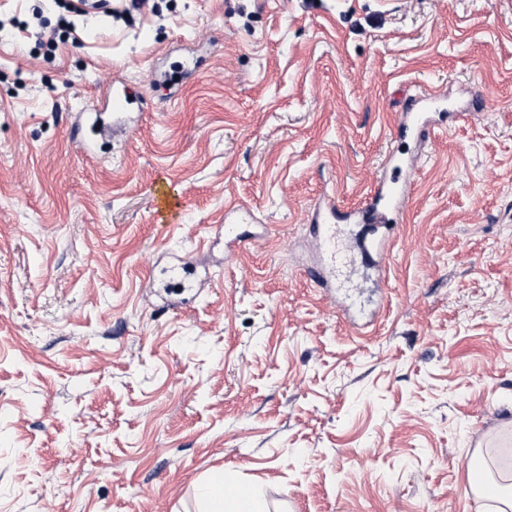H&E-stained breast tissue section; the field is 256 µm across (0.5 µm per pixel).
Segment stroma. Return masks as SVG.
<instances>
[{
  "label": "stroma",
  "mask_w": 512,
  "mask_h": 512,
  "mask_svg": "<svg viewBox=\"0 0 512 512\" xmlns=\"http://www.w3.org/2000/svg\"><path fill=\"white\" fill-rule=\"evenodd\" d=\"M64 3L0 0V512H200L219 474L269 512H477V449L512 463V0H87L65 36ZM118 80L150 106L86 157L66 108ZM420 84L489 104L407 170L361 330L303 227L380 181ZM168 254L204 288H151ZM248 215L249 212L242 206H230L224 216V225H220L217 228V234L219 235L224 229V244L228 252H235L237 249L244 246L248 239H245L244 232L240 230V218L244 215Z\"/></svg>",
  "instance_id": "obj_1"
}]
</instances>
